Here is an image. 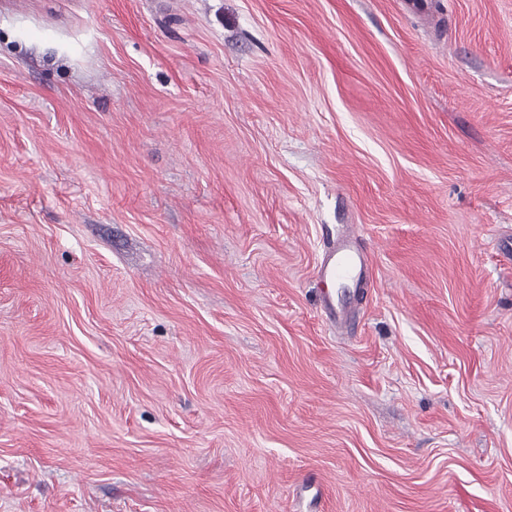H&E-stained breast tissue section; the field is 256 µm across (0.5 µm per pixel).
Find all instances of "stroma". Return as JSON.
<instances>
[{
    "label": "stroma",
    "mask_w": 512,
    "mask_h": 512,
    "mask_svg": "<svg viewBox=\"0 0 512 512\" xmlns=\"http://www.w3.org/2000/svg\"><path fill=\"white\" fill-rule=\"evenodd\" d=\"M511 239L512 0H0V512H512ZM350 237L340 238L336 247L329 255L327 263L322 267L323 280L362 281L365 279L366 255L364 251L355 249Z\"/></svg>",
    "instance_id": "1"
}]
</instances>
